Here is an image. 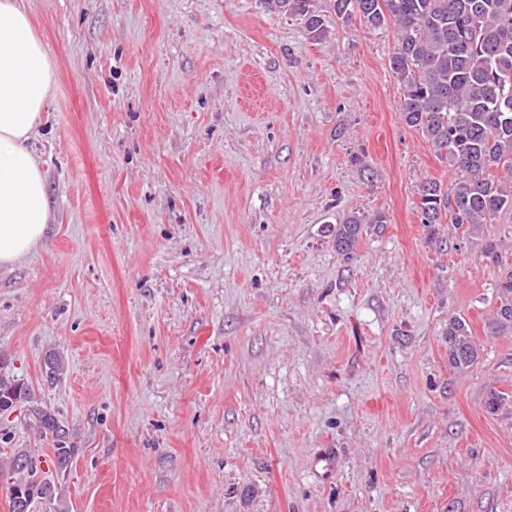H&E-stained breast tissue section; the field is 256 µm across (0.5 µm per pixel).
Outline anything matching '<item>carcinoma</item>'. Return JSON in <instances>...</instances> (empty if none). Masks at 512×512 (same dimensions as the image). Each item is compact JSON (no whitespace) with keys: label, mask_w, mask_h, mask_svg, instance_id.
<instances>
[{"label":"carcinoma","mask_w":512,"mask_h":512,"mask_svg":"<svg viewBox=\"0 0 512 512\" xmlns=\"http://www.w3.org/2000/svg\"><path fill=\"white\" fill-rule=\"evenodd\" d=\"M334 9L344 21L357 15L373 27L394 25L396 48L389 65L403 87L402 119L455 169L448 190L434 180L419 184V223L432 232L449 218L454 228L471 235L512 210V0H334ZM288 12L311 38L325 35L312 0H288ZM387 222L381 211L348 217L336 228V248L350 254L363 225ZM499 288L500 306L488 325L491 335L512 329V274L499 281ZM477 356L466 322L451 321L449 362L465 368ZM17 404L28 405L29 420L40 435L67 434L60 419L35 401L26 382L0 373V410ZM76 453L58 447L41 461L29 448H13L0 461V475L26 489L32 500L51 503L58 488L50 475L68 472Z\"/></svg>","instance_id":"obj_1"}]
</instances>
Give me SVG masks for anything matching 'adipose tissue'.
<instances>
[{
  "mask_svg": "<svg viewBox=\"0 0 512 512\" xmlns=\"http://www.w3.org/2000/svg\"><path fill=\"white\" fill-rule=\"evenodd\" d=\"M54 85L23 0H0V267L26 257L49 222L47 185L30 142Z\"/></svg>",
  "mask_w": 512,
  "mask_h": 512,
  "instance_id": "adipose-tissue-1",
  "label": "adipose tissue"
}]
</instances>
